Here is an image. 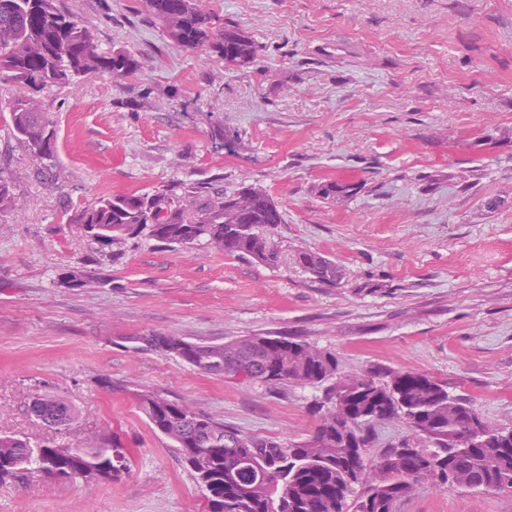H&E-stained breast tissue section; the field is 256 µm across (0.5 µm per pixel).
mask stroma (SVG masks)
Wrapping results in <instances>:
<instances>
[{
  "label": "stroma",
  "instance_id": "35a3bbf8",
  "mask_svg": "<svg viewBox=\"0 0 512 512\" xmlns=\"http://www.w3.org/2000/svg\"><path fill=\"white\" fill-rule=\"evenodd\" d=\"M64 3L101 50L142 66L40 92L52 168L10 138L17 87L0 82V176L18 202L0 212V432L66 448L106 435L130 469L109 483L32 473L0 485V512H208L135 389L251 438L314 430L322 388L204 374L135 348L152 332L205 344L296 336L345 374L445 381L512 428V0H200L258 45L244 70L168 44L138 0ZM205 181L272 197L276 264L144 233L102 251L69 221L104 195ZM332 181L350 192L323 195ZM302 250L334 260L342 283L311 279ZM81 263L85 287L62 285ZM44 392L76 411L62 430L28 413ZM396 512H512V491L424 483Z\"/></svg>",
  "mask_w": 512,
  "mask_h": 512
}]
</instances>
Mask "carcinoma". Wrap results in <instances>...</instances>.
Returning a JSON list of instances; mask_svg holds the SVG:
<instances>
[{
    "mask_svg": "<svg viewBox=\"0 0 512 512\" xmlns=\"http://www.w3.org/2000/svg\"><path fill=\"white\" fill-rule=\"evenodd\" d=\"M140 2L170 44L186 50L206 45L227 69L243 70L254 63L255 41L236 26L218 24L196 0ZM140 67L141 61L125 50L102 51L93 27L65 9L61 0H0V80L28 91L9 103L11 134L41 162H54L55 154L38 92L94 74L124 79ZM7 210H16V197L11 181L0 177V212ZM70 223L102 249L145 231L167 244L204 245L243 258L252 259L266 249L264 263L271 264L277 254L268 231L282 223V215L257 187L226 194L183 183L151 195L103 197L76 210ZM297 261L321 284L335 286L343 278L336 262L319 252L300 251ZM131 341L202 373L268 385L323 386L327 401L336 395L356 399L350 419L328 416L320 405L313 434L285 445L244 437L154 390L134 392L149 423L174 443L182 462L207 491L209 512H394L423 481L512 489L509 430L489 425L469 400L450 394L448 384L425 374L374 370L339 377L335 354L285 336H244L203 345L151 333ZM38 398L51 427L59 430L74 418V409L63 399L50 393ZM393 419L403 421L419 441L405 439L385 449L367 477L366 426ZM473 430L486 434V443L469 446ZM424 441L435 449L420 447ZM127 466L126 449L110 437L87 448H62L0 433V484L34 472L61 483L110 482Z\"/></svg>",
    "mask_w": 512,
    "mask_h": 512,
    "instance_id": "cac0c4a2",
    "label": "carcinoma"
}]
</instances>
